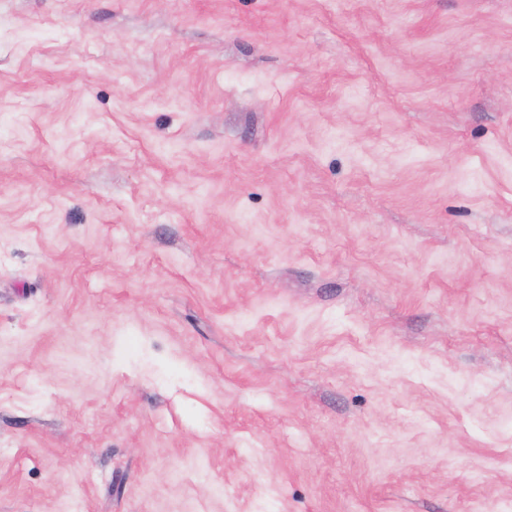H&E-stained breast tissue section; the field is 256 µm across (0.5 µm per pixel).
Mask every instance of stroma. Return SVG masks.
Segmentation results:
<instances>
[{"instance_id": "1", "label": "stroma", "mask_w": 512, "mask_h": 512, "mask_svg": "<svg viewBox=\"0 0 512 512\" xmlns=\"http://www.w3.org/2000/svg\"><path fill=\"white\" fill-rule=\"evenodd\" d=\"M0 512H512V0H0Z\"/></svg>"}]
</instances>
